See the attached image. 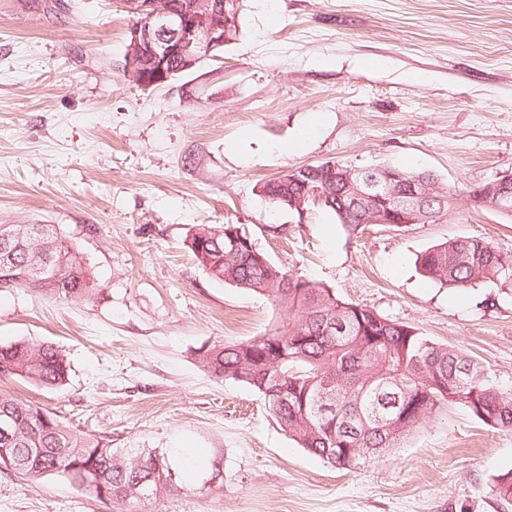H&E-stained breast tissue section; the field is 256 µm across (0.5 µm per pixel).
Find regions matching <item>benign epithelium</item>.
I'll list each match as a JSON object with an SVG mask.
<instances>
[{"label":"benign epithelium","mask_w":512,"mask_h":512,"mask_svg":"<svg viewBox=\"0 0 512 512\" xmlns=\"http://www.w3.org/2000/svg\"><path fill=\"white\" fill-rule=\"evenodd\" d=\"M129 12L140 17L129 30L131 44L126 57V72L135 75L147 69L144 77L151 78L148 86L165 85L176 70L190 71L212 51L230 41L237 18L238 0H223L210 9L209 0H196L189 7L175 8L167 0H126ZM357 203L386 199L396 195L395 180L402 175L394 169L371 168L353 176V172H339ZM494 199L489 205L494 211L512 213V177L493 183ZM438 187L413 182L408 196L418 205L434 196Z\"/></svg>","instance_id":"benign-epithelium-1"}]
</instances>
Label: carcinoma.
<instances>
[{
	"label": "carcinoma",
	"mask_w": 512,
	"mask_h": 512,
	"mask_svg": "<svg viewBox=\"0 0 512 512\" xmlns=\"http://www.w3.org/2000/svg\"><path fill=\"white\" fill-rule=\"evenodd\" d=\"M315 185L327 194L323 207L353 231L376 205H352L345 185L326 176L310 180L300 170L271 179L259 193L277 208L292 209ZM229 230L246 245L235 251L228 236L189 249L216 280L288 305V324L247 343L218 341L200 349V366L218 379L254 388L283 431L299 447L339 469H355L391 448L404 435L450 406L465 408L491 428H512V388L492 382L480 362L464 351L435 343L407 324L336 296L293 276L273 260L263 266L249 247L265 254L242 224H202L197 232ZM10 240L16 273H41L50 282L41 296L75 300L97 289L92 268L76 243L55 224H0ZM421 273L452 291L512 280V261L481 239H451L426 251ZM18 376L43 387L62 386L69 376L65 355L51 345L19 339L0 345V376ZM0 448L11 462L41 449L37 464L21 474L37 480L60 475L99 498L112 494L115 512H143L172 495L175 485L164 455L153 450L119 454L105 439L80 435L51 412L0 397ZM143 483L148 497L129 496ZM488 493L512 507V470L493 477Z\"/></svg>",
	"instance_id": "1"
}]
</instances>
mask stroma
<instances>
[{
	"label": "stroma",
	"instance_id": "obj_1",
	"mask_svg": "<svg viewBox=\"0 0 512 512\" xmlns=\"http://www.w3.org/2000/svg\"><path fill=\"white\" fill-rule=\"evenodd\" d=\"M122 0H0V224H56L96 274L93 297L0 292V344L48 343L70 364L30 401L127 453L154 449L177 493L160 512H501L512 429L451 406L357 470L309 454L262 396L195 359L288 320L212 278L187 236L242 224L299 279L475 357L512 386V280L459 293L418 255L456 238L512 260V223L471 190L512 176V0H243L223 53L158 88L125 75ZM305 149L288 151L299 132ZM432 172L461 190L441 220L348 231L273 207L263 182L325 161ZM0 512H113L58 475L0 468ZM488 493L496 498L502 508L512 507V470L495 475L488 486Z\"/></svg>",
	"mask_w": 512,
	"mask_h": 512
}]
</instances>
